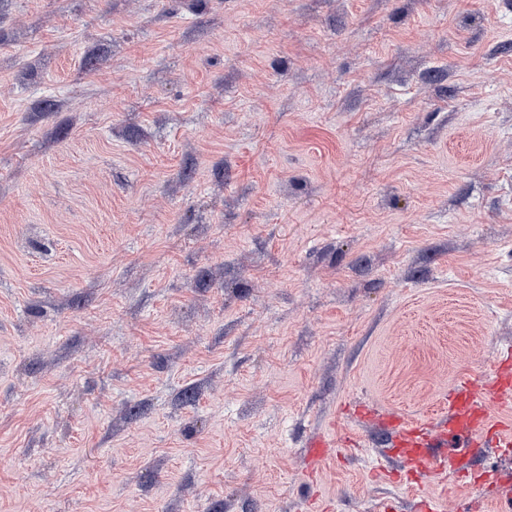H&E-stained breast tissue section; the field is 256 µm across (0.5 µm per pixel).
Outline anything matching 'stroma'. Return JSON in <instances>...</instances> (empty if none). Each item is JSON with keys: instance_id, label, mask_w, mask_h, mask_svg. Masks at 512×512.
I'll return each instance as SVG.
<instances>
[{"instance_id": "obj_1", "label": "stroma", "mask_w": 512, "mask_h": 512, "mask_svg": "<svg viewBox=\"0 0 512 512\" xmlns=\"http://www.w3.org/2000/svg\"><path fill=\"white\" fill-rule=\"evenodd\" d=\"M508 344L512 0H0V512H414ZM512 405V346L501 352L497 364L481 375L457 380L430 418L410 420L401 411L365 401L359 416L383 430L388 453L399 458L410 482L422 483L438 477L458 485L480 487L485 480L470 472V458L477 448H498L501 455L512 451L511 416L493 423L492 407ZM337 452L336 436L319 434L312 438L306 451L308 478L313 480L320 473L324 463L336 458Z\"/></svg>"}]
</instances>
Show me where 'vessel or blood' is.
Instances as JSON below:
<instances>
[{"label":"vessel or blood","instance_id":"b4317fda","mask_svg":"<svg viewBox=\"0 0 512 512\" xmlns=\"http://www.w3.org/2000/svg\"><path fill=\"white\" fill-rule=\"evenodd\" d=\"M512 405V346L501 352L497 364L481 375L457 380L430 418L408 419L401 411L361 403L357 412L371 425L383 430L388 452L399 458L414 483L437 477L452 484L481 485V477L470 472L475 449L495 448L512 454V420L491 421V408ZM336 439L326 434L311 439L307 451L308 475L316 477L324 463L334 460Z\"/></svg>","mask_w":512,"mask_h":512}]
</instances>
